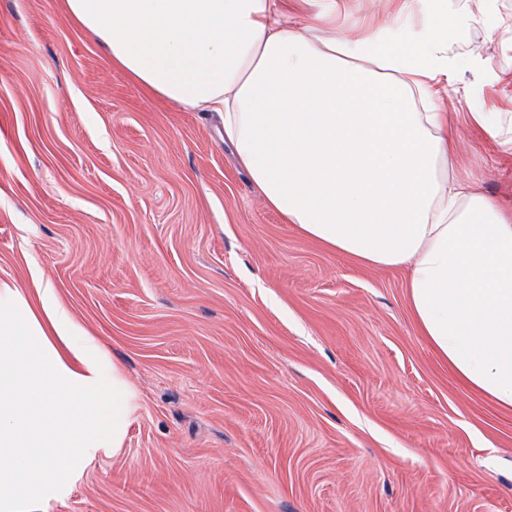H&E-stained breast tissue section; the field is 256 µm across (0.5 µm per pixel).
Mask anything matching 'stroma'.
<instances>
[{
    "label": "stroma",
    "instance_id": "35a3bbf8",
    "mask_svg": "<svg viewBox=\"0 0 512 512\" xmlns=\"http://www.w3.org/2000/svg\"><path fill=\"white\" fill-rule=\"evenodd\" d=\"M455 168L512 207V0H447ZM42 273L137 388L119 452L32 512H512V412L419 336L403 268L265 206L218 113L112 68L61 0H0V279Z\"/></svg>",
    "mask_w": 512,
    "mask_h": 512
}]
</instances>
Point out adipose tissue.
Returning <instances> with one entry per match:
<instances>
[{"label": "adipose tissue", "mask_w": 512, "mask_h": 512, "mask_svg": "<svg viewBox=\"0 0 512 512\" xmlns=\"http://www.w3.org/2000/svg\"><path fill=\"white\" fill-rule=\"evenodd\" d=\"M354 36L288 0H65L113 67L224 139L266 206L354 262L404 268L414 323L475 392L512 410V212L449 172L456 133L444 0H387ZM419 10L421 22L404 16ZM0 282V512L122 447L138 393L57 289Z\"/></svg>", "instance_id": "adipose-tissue-1"}]
</instances>
